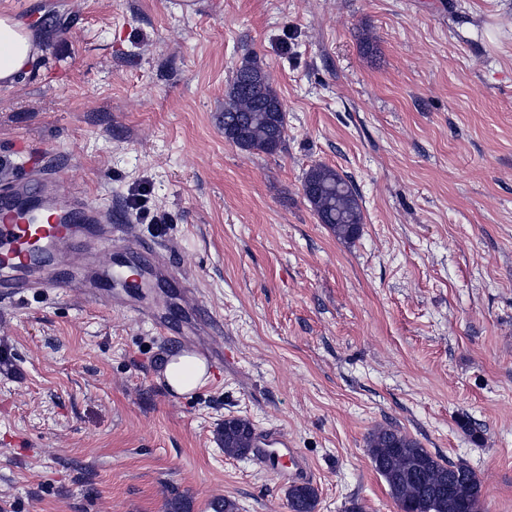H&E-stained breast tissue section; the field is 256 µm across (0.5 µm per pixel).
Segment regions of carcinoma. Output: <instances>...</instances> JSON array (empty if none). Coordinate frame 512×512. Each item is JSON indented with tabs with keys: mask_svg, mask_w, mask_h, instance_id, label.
I'll list each match as a JSON object with an SVG mask.
<instances>
[{
	"mask_svg": "<svg viewBox=\"0 0 512 512\" xmlns=\"http://www.w3.org/2000/svg\"><path fill=\"white\" fill-rule=\"evenodd\" d=\"M224 139L245 152L274 154L285 140L284 106L269 73L255 57L244 59L224 91ZM303 195L320 223L344 241L359 237L363 212L350 180L335 168L318 164L305 174ZM253 429L244 418L224 421V455L236 458L251 450ZM367 447L375 467H384L389 493L401 512H480L473 496L448 508V483L463 485L468 465L442 463L399 429L374 430ZM317 492L309 484L288 489L290 512H315Z\"/></svg>",
	"mask_w": 512,
	"mask_h": 512,
	"instance_id": "obj_1",
	"label": "carcinoma"
}]
</instances>
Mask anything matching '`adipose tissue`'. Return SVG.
<instances>
[{
	"label": "adipose tissue",
	"mask_w": 512,
	"mask_h": 512,
	"mask_svg": "<svg viewBox=\"0 0 512 512\" xmlns=\"http://www.w3.org/2000/svg\"><path fill=\"white\" fill-rule=\"evenodd\" d=\"M45 52L43 34L8 14L0 15V89L11 88L19 74L33 67ZM165 383L182 395L205 386L207 367L194 355L171 357L165 367Z\"/></svg>",
	"instance_id": "1"
}]
</instances>
